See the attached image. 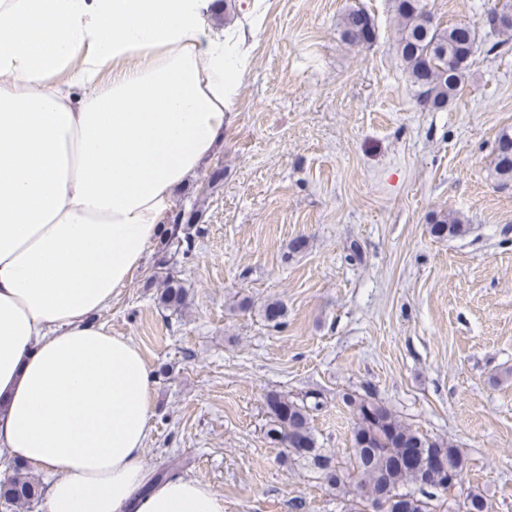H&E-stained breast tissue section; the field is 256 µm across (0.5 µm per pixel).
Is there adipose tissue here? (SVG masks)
<instances>
[{
    "mask_svg": "<svg viewBox=\"0 0 512 512\" xmlns=\"http://www.w3.org/2000/svg\"><path fill=\"white\" fill-rule=\"evenodd\" d=\"M213 0H0V457L45 512H224L154 481L155 376L95 324L224 142L248 35Z\"/></svg>",
    "mask_w": 512,
    "mask_h": 512,
    "instance_id": "ef3b65f1",
    "label": "adipose tissue"
}]
</instances>
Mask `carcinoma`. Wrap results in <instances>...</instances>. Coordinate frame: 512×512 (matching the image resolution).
<instances>
[{"mask_svg":"<svg viewBox=\"0 0 512 512\" xmlns=\"http://www.w3.org/2000/svg\"><path fill=\"white\" fill-rule=\"evenodd\" d=\"M399 21L398 51L407 79L416 88L418 105L436 111L448 105L463 86L468 61L474 52L478 28L490 34L512 35V0L501 8L480 14L479 25L444 26L426 10L423 0H396ZM341 37L354 46L373 42L375 27L367 13L359 8L346 12L341 20ZM502 180H512V134L504 132L498 139L494 165ZM201 216L195 210H180L171 217L169 240L191 248V239L180 236L182 225L197 224ZM469 227L457 218L444 215L436 220L431 233L436 237H459ZM167 288L159 302L178 308L185 300L184 288L177 279L166 276ZM343 401L353 414L351 453L346 461L324 451L317 443L311 426V413L320 402L290 399L278 393L266 398L269 413L267 437L284 448L289 461L303 464L336 496L348 502V512H368V508L401 497L403 512H437L430 507V497L423 486L437 487L441 473L426 467L425 461L440 455L448 467L464 473L469 459L455 444L433 438L404 423L391 409L366 390L347 393ZM44 495L42 484L25 464H16L0 477V499L20 508L37 505ZM462 512H489L487 499L470 491L462 500Z\"/></svg>","mask_w":512,"mask_h":512,"instance_id":"obj_1","label":"carcinoma"}]
</instances>
